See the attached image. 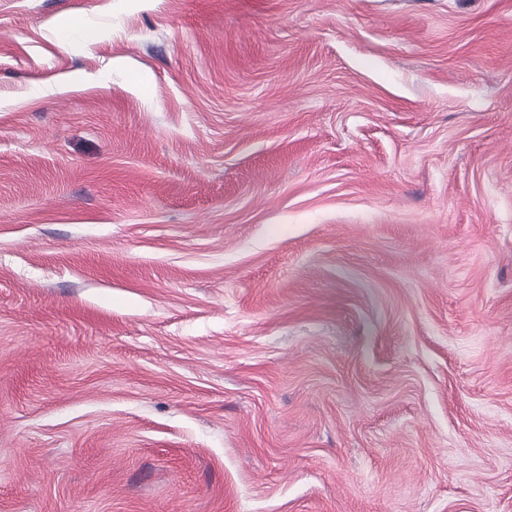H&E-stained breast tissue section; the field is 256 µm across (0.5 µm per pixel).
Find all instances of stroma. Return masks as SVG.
I'll return each mask as SVG.
<instances>
[{
    "label": "stroma",
    "instance_id": "35a3bbf8",
    "mask_svg": "<svg viewBox=\"0 0 512 512\" xmlns=\"http://www.w3.org/2000/svg\"><path fill=\"white\" fill-rule=\"evenodd\" d=\"M0 512H512V0H0Z\"/></svg>",
    "mask_w": 512,
    "mask_h": 512
}]
</instances>
